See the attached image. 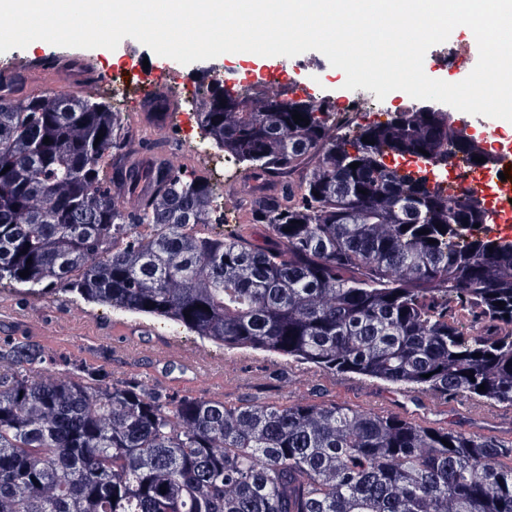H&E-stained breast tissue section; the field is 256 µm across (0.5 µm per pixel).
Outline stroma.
I'll list each match as a JSON object with an SVG mask.
<instances>
[{
    "instance_id": "1",
    "label": "stroma",
    "mask_w": 512,
    "mask_h": 512,
    "mask_svg": "<svg viewBox=\"0 0 512 512\" xmlns=\"http://www.w3.org/2000/svg\"><path fill=\"white\" fill-rule=\"evenodd\" d=\"M80 55L105 75L128 58L160 69L168 64L167 58L128 38L116 49H84ZM294 61L298 85L346 96L345 73L321 52L307 51ZM1 307L10 314L0 317V338L44 351L47 361L38 368L42 375L78 363L104 367L119 377L134 376L171 393L221 399L230 405L290 398L333 401L408 418L418 414L434 423L450 421L470 433L512 427V413L504 407L473 401L442 404L354 374L326 373L274 354L227 349L172 321L88 303L60 288L47 291L5 282L0 284Z\"/></svg>"
}]
</instances>
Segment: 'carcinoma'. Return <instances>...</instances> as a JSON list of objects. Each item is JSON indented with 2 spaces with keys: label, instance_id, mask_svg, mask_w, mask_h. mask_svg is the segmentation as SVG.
<instances>
[{
  "label": "carcinoma",
  "instance_id": "obj_1",
  "mask_svg": "<svg viewBox=\"0 0 512 512\" xmlns=\"http://www.w3.org/2000/svg\"><path fill=\"white\" fill-rule=\"evenodd\" d=\"M198 122L282 177L242 204L236 235L202 230L224 213L194 169L131 170L157 190L116 205L103 170L126 157L127 131L109 105L1 95L0 281L442 402L512 406V240L473 233L484 199L410 169L424 150L438 171L482 152L446 113L412 106L351 136L311 99L234 87ZM45 361L0 341V512H512V439L334 402L232 406L84 367L30 375Z\"/></svg>",
  "mask_w": 512,
  "mask_h": 512
}]
</instances>
